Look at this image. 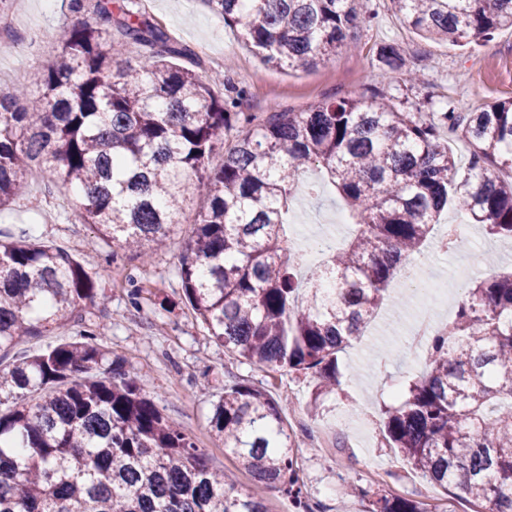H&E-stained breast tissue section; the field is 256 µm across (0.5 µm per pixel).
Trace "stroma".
I'll use <instances>...</instances> for the list:
<instances>
[{"instance_id": "stroma-1", "label": "stroma", "mask_w": 512, "mask_h": 512, "mask_svg": "<svg viewBox=\"0 0 512 512\" xmlns=\"http://www.w3.org/2000/svg\"><path fill=\"white\" fill-rule=\"evenodd\" d=\"M140 7L175 41L188 45L201 62L202 80L223 76L226 84L245 91L243 112H303L326 96L382 97L407 112H477L512 98V29L495 33L484 45H453L422 37L396 14L390 0H362L360 18L351 30L350 47L313 68L283 70L265 63L224 24L203 0H141ZM16 22L0 31L15 48L0 54V86L10 87L19 75H30L59 45V28L73 17L63 0H13ZM398 48L403 74L385 73L378 58L382 45ZM419 82L407 81V73ZM305 190L296 192L288 213V240L307 249L323 231L321 218L338 215L340 224L330 238L341 241L351 232L345 203L322 170L302 176ZM70 191L47 189L46 179L33 172L14 203L0 211V229L29 236L71 254L91 272L99 273V295L88 310L100 322L98 343L126 358L140 376L147 395L163 416L178 422L203 449L212 469L234 474L239 489L257 492L272 512H294L291 503L271 487L256 486L237 467L210 427L211 403L228 377L250 379L270 392L293 431L294 451L310 498L322 512H367V491L395 496L419 495L429 504L452 503L462 512L458 489L431 487L390 448L381 431L386 408L395 406L409 383L420 374L423 361L411 347L409 328L419 311L455 315L458 304L476 278L512 272V241L486 234L472 225L455 256L437 251L439 238L454 223L458 211L448 208L422 245V276L432 281L425 295L398 297L406 279L394 274L386 299L367 323L359 340L339 355L341 384L311 409L312 378L266 372L225 355L223 346L206 333L190 307L179 304L180 254L193 226L192 213L166 244L151 249L148 262L114 253L87 224L68 221ZM347 472L356 488L341 500L339 472Z\"/></svg>"}]
</instances>
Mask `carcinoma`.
<instances>
[{"label": "carcinoma", "mask_w": 512, "mask_h": 512, "mask_svg": "<svg viewBox=\"0 0 512 512\" xmlns=\"http://www.w3.org/2000/svg\"><path fill=\"white\" fill-rule=\"evenodd\" d=\"M68 0L76 20L61 51L28 84L0 90V208L33 168L77 188L73 216L146 259L202 199L180 257L182 294L207 333L240 362L340 385L338 356L385 300L402 261L420 253L455 204L512 239V100L438 123L375 98L325 99L305 112H238L243 91L211 84L174 60L191 58L137 0ZM263 60L313 67L346 46L355 0H204ZM419 35L458 43L512 28V0H391ZM135 58L128 57L130 49ZM379 60L402 71L390 44ZM461 129L473 154L458 162L438 125ZM238 130L224 162L210 166ZM326 169L357 232L301 276L285 215L300 175ZM99 275L23 233L0 231V512H268L210 468L164 417L126 359L95 342L86 304ZM72 323L77 338L32 355L26 339ZM210 426L241 470L316 512L278 402L236 377ZM384 431L434 486L460 489L480 512H512V273L467 290L448 331L429 338L425 370ZM369 512H430L407 497L362 491Z\"/></svg>", "instance_id": "1"}]
</instances>
